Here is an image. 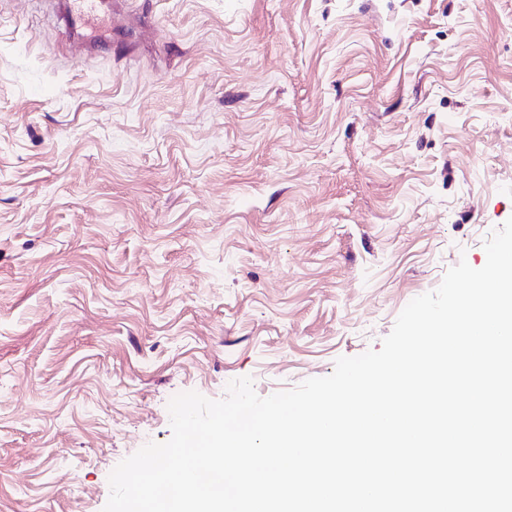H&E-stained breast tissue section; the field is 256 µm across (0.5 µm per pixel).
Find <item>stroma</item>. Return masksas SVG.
<instances>
[{"instance_id": "35a3bbf8", "label": "stroma", "mask_w": 512, "mask_h": 512, "mask_svg": "<svg viewBox=\"0 0 512 512\" xmlns=\"http://www.w3.org/2000/svg\"><path fill=\"white\" fill-rule=\"evenodd\" d=\"M0 0V512H102L168 402L380 349L512 217V0ZM100 4L99 0H66L63 2L64 18L71 26L90 25L98 20Z\"/></svg>"}]
</instances>
